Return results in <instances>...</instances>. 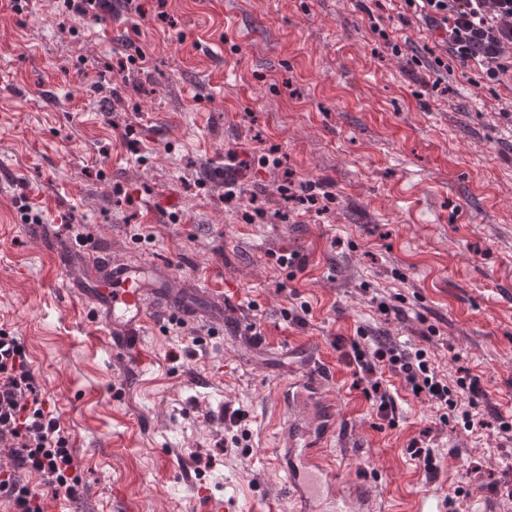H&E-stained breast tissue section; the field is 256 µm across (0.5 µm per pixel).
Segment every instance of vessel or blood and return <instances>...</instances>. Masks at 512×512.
I'll return each instance as SVG.
<instances>
[{
	"mask_svg": "<svg viewBox=\"0 0 512 512\" xmlns=\"http://www.w3.org/2000/svg\"><path fill=\"white\" fill-rule=\"evenodd\" d=\"M87 268L84 290L92 310L119 328L114 345L127 346L147 321L150 302L168 298L161 264H115L92 252ZM277 404L283 417L274 464L287 477L294 512H374L371 485L345 479L328 454L339 433L336 398L315 361H307L304 373L280 379Z\"/></svg>",
	"mask_w": 512,
	"mask_h": 512,
	"instance_id": "vessel-or-blood-1",
	"label": "vessel or blood"
}]
</instances>
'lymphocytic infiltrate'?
I'll list each match as a JSON object with an SVG mask.
<instances>
[{"instance_id":"1","label":"lymphocytic infiltrate","mask_w":512,"mask_h":512,"mask_svg":"<svg viewBox=\"0 0 512 512\" xmlns=\"http://www.w3.org/2000/svg\"><path fill=\"white\" fill-rule=\"evenodd\" d=\"M405 10L437 33L432 69L453 74L455 67L478 72V84L490 87L512 81V0H402ZM282 200L302 213L323 214L333 200L326 182L286 177L278 187ZM348 359L366 375L380 367L403 378L414 396L425 397L441 423L461 418L474 427L461 401L481 394L477 378H447L426 351L394 347L365 348L352 343ZM10 450L0 462V507L5 512H46V498L75 496L80 481L75 473L67 431L34 376L27 347L20 337L0 328V447Z\"/></svg>"}]
</instances>
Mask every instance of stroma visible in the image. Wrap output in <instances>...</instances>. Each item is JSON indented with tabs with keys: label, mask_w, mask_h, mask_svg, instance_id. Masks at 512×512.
<instances>
[{
	"label": "stroma",
	"mask_w": 512,
	"mask_h": 512,
	"mask_svg": "<svg viewBox=\"0 0 512 512\" xmlns=\"http://www.w3.org/2000/svg\"><path fill=\"white\" fill-rule=\"evenodd\" d=\"M135 3L70 26L59 0L20 13L0 0V328L25 342L82 485L50 512H202L200 486L235 512H289L270 462L274 392L306 350L336 394V461L372 483L379 512H417L454 485L457 512H512V430L499 427L512 422V91L462 68L434 86L412 60L431 36L400 22L396 0ZM129 38L146 62L121 69ZM259 138L282 163L240 172L266 199L249 224L224 199V166ZM288 171L330 183L326 213L289 212ZM22 197L42 223L24 222ZM78 232L112 263L164 264L169 300L125 351L80 289ZM286 253L306 262L292 280L275 262ZM184 305L223 334L173 329ZM361 329L426 350L449 381L478 377L479 425H443L387 374L385 427L372 378L336 347ZM420 436L435 475L411 457Z\"/></svg>",
	"instance_id": "stroma-1"
}]
</instances>
